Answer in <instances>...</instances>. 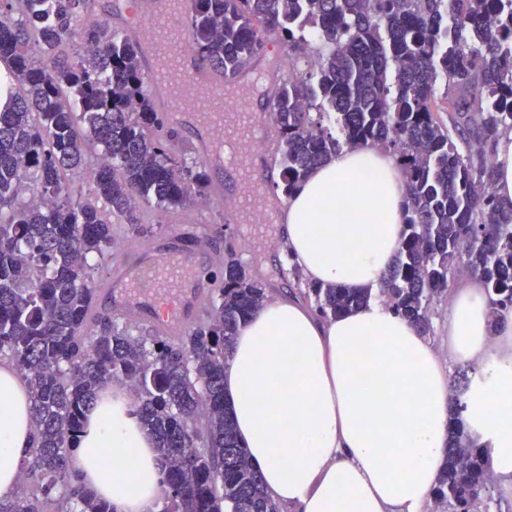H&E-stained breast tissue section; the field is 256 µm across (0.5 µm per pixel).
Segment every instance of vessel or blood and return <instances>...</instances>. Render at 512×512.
<instances>
[{
	"mask_svg": "<svg viewBox=\"0 0 512 512\" xmlns=\"http://www.w3.org/2000/svg\"><path fill=\"white\" fill-rule=\"evenodd\" d=\"M187 6L188 0H135V21L127 34L145 48L144 69L158 108L175 118L191 116L202 129L195 154L239 172L238 185L215 187L212 195L217 201L229 202L231 221L243 224L250 210L268 206L267 200L250 190L267 137L265 117L255 112L251 91L271 84L275 76L263 70L250 82L226 87L223 75L202 61L188 43ZM183 238V231H176L165 250L131 240L130 249L140 254V261L130 267L114 266L100 293L111 295L113 283L120 282L135 299L108 305L105 314L122 317L130 313L152 320L158 329L171 334L200 318L216 283L203 275L194 254L182 251Z\"/></svg>",
	"mask_w": 512,
	"mask_h": 512,
	"instance_id": "b4317fda",
	"label": "vessel or blood"
}]
</instances>
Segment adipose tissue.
Masks as SVG:
<instances>
[{"mask_svg":"<svg viewBox=\"0 0 512 512\" xmlns=\"http://www.w3.org/2000/svg\"><path fill=\"white\" fill-rule=\"evenodd\" d=\"M406 178L393 157L346 149L314 169L277 233L308 281L378 287L402 233ZM448 355L385 303L323 320L276 298L239 330L224 403L268 494L290 512H427L444 466L452 397L444 362L476 370L463 421L512 486V310L499 327L473 276L451 286ZM33 441L30 399L0 364V497ZM115 512H157L162 468L127 394L102 390L69 461Z\"/></svg>","mask_w":512,"mask_h":512,"instance_id":"ef3b65f1","label":"adipose tissue"}]
</instances>
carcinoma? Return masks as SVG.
<instances>
[{
    "label": "carcinoma",
    "instance_id": "obj_1",
    "mask_svg": "<svg viewBox=\"0 0 512 512\" xmlns=\"http://www.w3.org/2000/svg\"><path fill=\"white\" fill-rule=\"evenodd\" d=\"M82 5L0 0L10 79L0 110V357L28 386L33 425L21 483L0 512H46L56 493L78 512H113L77 481L69 455L114 381L157 440L163 512H279L224 408L235 337L269 300L247 265L224 260L206 319L178 343L94 314L88 257L112 250V217L134 232L141 203L190 204L204 193L205 162L168 151L139 43L95 25L75 30ZM268 35L293 68L271 96L282 195L345 147L391 154L407 181L402 236L378 291L311 284L320 316L380 298L426 335L459 267L483 280L492 317L511 310L512 209L497 200L485 146L512 129V0H191L188 41L228 82ZM440 73L456 93L448 126L432 105ZM88 169L99 207L72 191L69 175ZM471 372L453 379L436 512H489L497 493L462 421Z\"/></svg>",
    "mask_w": 512,
    "mask_h": 512
}]
</instances>
